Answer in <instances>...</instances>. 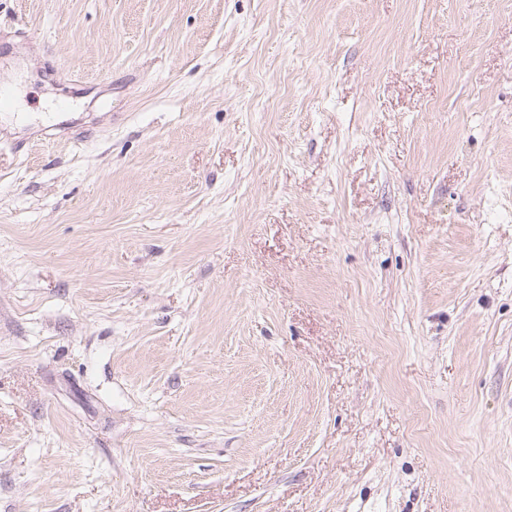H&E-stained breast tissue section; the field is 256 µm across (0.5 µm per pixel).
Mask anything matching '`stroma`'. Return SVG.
Instances as JSON below:
<instances>
[{"label": "stroma", "instance_id": "obj_1", "mask_svg": "<svg viewBox=\"0 0 512 512\" xmlns=\"http://www.w3.org/2000/svg\"><path fill=\"white\" fill-rule=\"evenodd\" d=\"M0 512H512V0H0Z\"/></svg>", "mask_w": 512, "mask_h": 512}]
</instances>
